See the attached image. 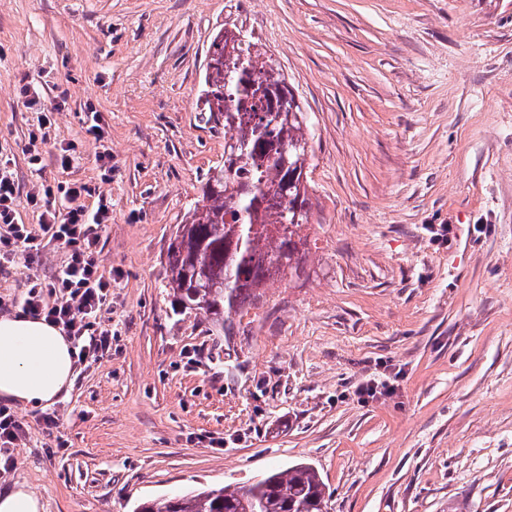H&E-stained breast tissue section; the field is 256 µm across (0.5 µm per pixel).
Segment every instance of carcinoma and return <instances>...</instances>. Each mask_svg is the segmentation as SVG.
I'll list each match as a JSON object with an SVG mask.
<instances>
[{"label":"carcinoma","mask_w":512,"mask_h":512,"mask_svg":"<svg viewBox=\"0 0 512 512\" xmlns=\"http://www.w3.org/2000/svg\"><path fill=\"white\" fill-rule=\"evenodd\" d=\"M202 111L232 135L190 219L168 246L169 285L180 304L234 334L232 315L260 302L261 288L306 273L311 158L305 113L276 63L239 31L209 46ZM326 485L304 463L249 486L202 488L140 503L134 512H326Z\"/></svg>","instance_id":"obj_1"}]
</instances>
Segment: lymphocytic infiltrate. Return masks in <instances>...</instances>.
Listing matches in <instances>:
<instances>
[{
	"label": "lymphocytic infiltrate",
	"instance_id": "lymphocytic-infiltrate-1",
	"mask_svg": "<svg viewBox=\"0 0 512 512\" xmlns=\"http://www.w3.org/2000/svg\"><path fill=\"white\" fill-rule=\"evenodd\" d=\"M92 187L81 181L40 184L21 192L8 161L0 159V261L24 257L37 262L43 242L67 251L64 263L49 278L31 275L22 299L24 312L62 328L82 363H94L112 349V332L98 320L107 306L112 277L97 260L100 232L111 218L106 200L89 207ZM26 197L39 212V233L17 220L16 201Z\"/></svg>",
	"mask_w": 512,
	"mask_h": 512
}]
</instances>
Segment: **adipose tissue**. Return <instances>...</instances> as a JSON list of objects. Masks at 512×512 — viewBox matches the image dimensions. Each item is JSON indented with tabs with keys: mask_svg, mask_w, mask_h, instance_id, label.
Returning a JSON list of instances; mask_svg holds the SVG:
<instances>
[{
	"mask_svg": "<svg viewBox=\"0 0 512 512\" xmlns=\"http://www.w3.org/2000/svg\"><path fill=\"white\" fill-rule=\"evenodd\" d=\"M76 351L60 328L23 312L0 318V399L46 407L69 389Z\"/></svg>",
	"mask_w": 512,
	"mask_h": 512,
	"instance_id": "1",
	"label": "adipose tissue"
}]
</instances>
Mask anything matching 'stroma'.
<instances>
[{
	"mask_svg": "<svg viewBox=\"0 0 512 512\" xmlns=\"http://www.w3.org/2000/svg\"><path fill=\"white\" fill-rule=\"evenodd\" d=\"M222 29L275 60L312 155L306 273L270 283L232 336L178 306L166 269L224 161L200 100ZM0 154L22 191L77 180L107 199L114 336L54 402L58 428L15 405L25 435L0 488L42 512H134L307 462L327 512H512V0H0ZM64 258L53 243L35 269H1L0 317ZM370 378L396 394L358 403Z\"/></svg>",
	"mask_w": 512,
	"mask_h": 512,
	"instance_id": "35a3bbf8",
	"label": "stroma"
}]
</instances>
